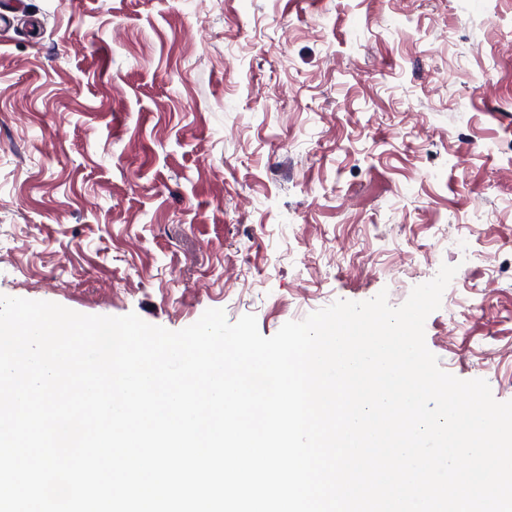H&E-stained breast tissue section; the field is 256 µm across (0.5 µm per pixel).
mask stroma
Instances as JSON below:
<instances>
[{
	"label": "stroma",
	"mask_w": 512,
	"mask_h": 512,
	"mask_svg": "<svg viewBox=\"0 0 512 512\" xmlns=\"http://www.w3.org/2000/svg\"><path fill=\"white\" fill-rule=\"evenodd\" d=\"M425 322L512 401V0H23L0 22V295L270 337Z\"/></svg>",
	"instance_id": "stroma-1"
}]
</instances>
